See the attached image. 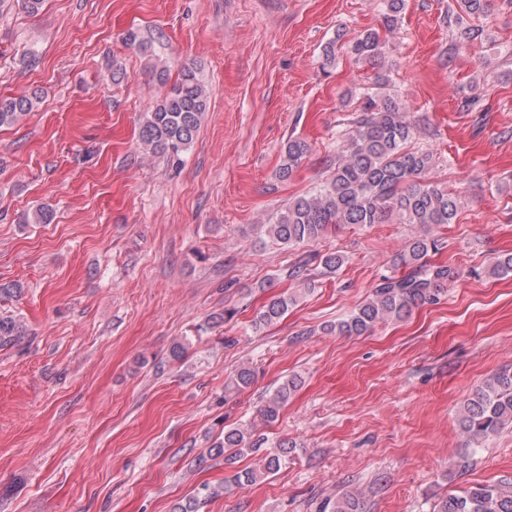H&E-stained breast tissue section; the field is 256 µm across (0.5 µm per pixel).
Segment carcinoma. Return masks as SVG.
<instances>
[{
  "instance_id": "carcinoma-1",
  "label": "carcinoma",
  "mask_w": 512,
  "mask_h": 512,
  "mask_svg": "<svg viewBox=\"0 0 512 512\" xmlns=\"http://www.w3.org/2000/svg\"><path fill=\"white\" fill-rule=\"evenodd\" d=\"M405 0H384L383 27L391 32L398 26ZM489 0H461L466 17L481 20L488 16ZM357 60L376 62L384 58L378 31L368 29L346 46ZM36 97L21 95L0 99V127L11 125L34 108ZM209 110L207 89L194 69L185 67L180 78L159 103L145 114L139 130L141 147L153 153L180 157L195 140ZM415 127L391 96L366 95L362 114L350 126L347 147L336 156L329 178L313 192L292 200L268 234L280 246L292 248L319 240L328 227L338 224H382L390 219L400 224L440 225L455 220L460 200L447 189L429 181L428 171L436 163L434 153L415 149L409 143ZM309 147L301 139H290L284 147L279 176L290 177L306 157ZM438 249V240L426 235L411 239L401 255V264L411 267L404 275H385L371 297L346 318L336 323V331L360 336L375 325L401 319L415 306L431 302L446 282L457 277L455 269L433 265L429 253ZM494 276L512 273V253L499 255L490 267ZM292 299L274 296L262 306L254 320L255 330L277 322ZM25 335L17 319L0 316V346ZM298 379L281 383L259 409L266 422L277 419L283 403L297 388ZM459 424L463 432L479 442L512 425V368H503L487 378L468 399ZM265 438H253L248 429L229 428L213 450L228 465L237 455L261 450ZM294 448L280 441L266 451L258 468L240 470L224 479V488L244 486L259 477L278 471ZM321 512H366L362 493L346 491L327 499ZM433 512H512V479L461 487L433 505Z\"/></svg>"
}]
</instances>
